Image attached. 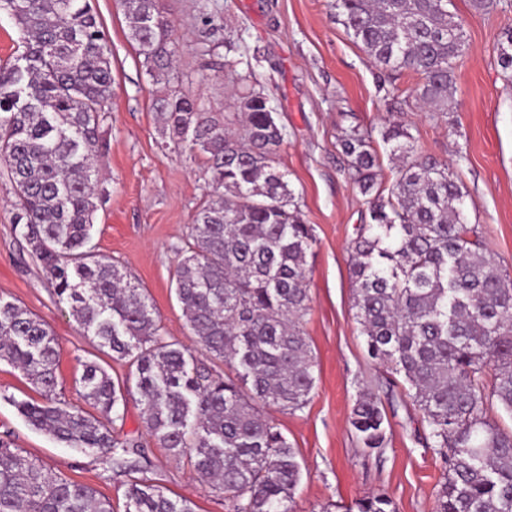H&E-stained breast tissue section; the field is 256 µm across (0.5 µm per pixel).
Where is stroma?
<instances>
[{"mask_svg": "<svg viewBox=\"0 0 512 512\" xmlns=\"http://www.w3.org/2000/svg\"><path fill=\"white\" fill-rule=\"evenodd\" d=\"M333 0H213L215 23L203 25L199 0H164L179 39L171 84L224 115L240 74L249 72L272 100L285 131L280 164L288 173L302 217L316 242L307 255L309 312L305 332L316 357V387L307 406L289 413L263 412L288 437L302 464L296 512H328L376 493L388 495L396 512H433L442 464L426 445L420 412L378 360L354 318L349 244L368 214L365 198L344 173L337 138L341 129L371 133L380 157L379 179L391 188L395 164L381 139L386 124L407 128L420 155L447 164L466 194V218L500 266L512 277V78L497 62V42L512 28V0L491 13L472 0H450L449 11L466 33L453 61L454 97L448 112H422L412 91L419 81L394 78L370 63L353 42ZM105 34L112 68V99L101 114L98 159L101 202L93 243L139 285L158 313L166 337L188 348L198 365L231 374L186 327L172 279L200 207L212 196L201 155L165 136L155 98L162 86L150 76L128 38L118 0H90ZM237 61V76L224 70ZM14 189L0 175V297L36 314L57 337L62 398L85 408L74 380L85 360L100 363L113 379L128 366L83 332L57 302L41 265L14 227ZM378 398L388 424L382 448L363 447L350 424L360 393ZM26 377L0 363V437L66 479L92 487L123 512L128 475L108 455L66 447L31 427L14 400H40ZM119 436L140 438L151 462L148 479L195 512H226L223 492L195 476L188 457L173 456L146 430L137 391L126 394Z\"/></svg>", "mask_w": 512, "mask_h": 512, "instance_id": "35a3bbf8", "label": "stroma"}]
</instances>
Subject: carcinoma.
<instances>
[{"label": "carcinoma", "mask_w": 512, "mask_h": 512, "mask_svg": "<svg viewBox=\"0 0 512 512\" xmlns=\"http://www.w3.org/2000/svg\"><path fill=\"white\" fill-rule=\"evenodd\" d=\"M120 6L147 71L170 83L178 43L160 0ZM334 7L372 64L420 76L415 101L448 111L452 62L465 43L448 0H334ZM0 10L13 18L22 48L0 64V168L15 188L16 226L58 302L99 347L134 367L115 382L98 362L83 363L78 384L95 413L60 406L56 337L0 298V362L46 398L15 402L18 413L69 448L100 451L119 471L144 473L150 462L140 441L110 428L134 388L149 433L174 456H188L197 479L224 491L227 512H294L301 464L258 404L295 412L316 386L303 331L315 236L279 167L285 132L270 98L246 85L238 113L222 120L173 88L155 101L170 140L203 155L211 173L213 198L191 225L175 293L198 342L235 369L231 378L167 340L142 289L92 244L100 199L94 157L112 69L89 0H0ZM497 57L512 72V32ZM382 140L399 161L386 196L370 134L350 128L338 137L347 174L369 204L370 223L351 243L355 318L371 355L402 377L442 461L434 512H512V431L490 417L495 404L512 416V279L467 223L466 195L448 166L419 155L400 124L387 126ZM351 425L364 447H383L375 397L360 394ZM355 507L396 512L384 494ZM0 512H112V504L0 438ZM124 512L194 510L142 477L129 484Z\"/></svg>", "instance_id": "obj_1"}]
</instances>
